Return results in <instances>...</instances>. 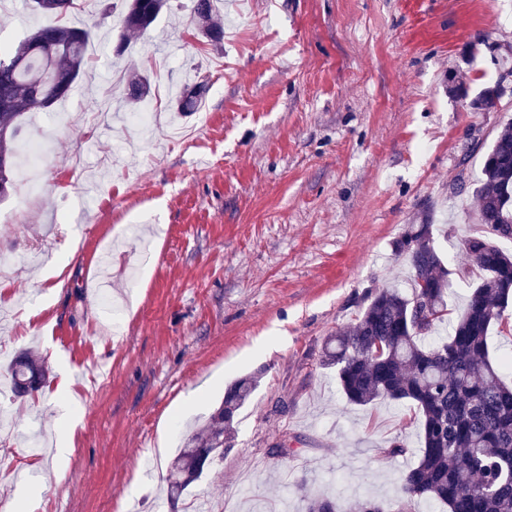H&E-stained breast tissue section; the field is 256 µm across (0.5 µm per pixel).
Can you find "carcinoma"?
I'll return each instance as SVG.
<instances>
[{
	"label": "carcinoma",
	"mask_w": 512,
	"mask_h": 512,
	"mask_svg": "<svg viewBox=\"0 0 512 512\" xmlns=\"http://www.w3.org/2000/svg\"><path fill=\"white\" fill-rule=\"evenodd\" d=\"M171 0H126L118 52L130 37L146 34ZM217 0H193L195 37L218 48L224 41V20ZM43 23L8 51L0 52V199L12 190V141L25 113L47 109L71 93L85 64L92 27L65 22L75 0H29ZM209 85L197 78L174 99L178 112H196ZM151 97L147 76H127L125 101L141 111ZM495 87H484L470 100V111L496 106ZM476 223L486 234L463 242L465 257L479 272L462 311L451 324L446 341L428 343L436 326L448 319V269L434 240V224L425 218L404 227L396 253L407 257L413 270L411 292L395 288L369 290L354 322L325 338L320 366L336 370L346 399L357 406L377 400L407 401L422 422L421 453L402 477L401 494L384 503L375 498L358 502L359 512H415L422 499L434 500L448 512H512V385L502 374L512 368L504 358L494 363L487 339L494 324H503L512 305V254L495 239H512V123L507 124L487 152L479 185L474 190ZM13 391L18 396L39 391L47 369L33 355L21 352L10 364ZM257 387L252 376L232 385L207 421L189 435L172 460L168 495L176 501L224 458V446L234 435L236 412ZM303 512H336L328 495L306 496Z\"/></svg>",
	"instance_id": "obj_1"
}]
</instances>
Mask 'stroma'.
Returning <instances> with one entry per match:
<instances>
[{
	"label": "stroma",
	"instance_id": "obj_1",
	"mask_svg": "<svg viewBox=\"0 0 512 512\" xmlns=\"http://www.w3.org/2000/svg\"><path fill=\"white\" fill-rule=\"evenodd\" d=\"M81 2L68 22L97 32L75 91L21 120L20 140L48 148L40 188L0 201V502L18 490L32 512H188L203 500L301 512L318 493L356 512L365 496L394 500L421 446L415 407L349 404L319 365L322 345L367 290L410 292L394 243L428 214L448 306L463 308L479 273L461 242L483 231L468 211L512 122V90L471 115L448 77L463 73L473 95L497 81L512 0H221L218 51L193 35V0H173L121 57V9ZM40 21L0 0L1 42ZM132 66L152 76L147 126L121 104ZM200 74L202 111H174ZM22 350L49 377L17 400L6 367ZM250 375L258 386L223 459L168 502L187 425ZM32 437L46 439L40 453ZM395 438L405 456L386 455ZM279 442L288 457L270 456Z\"/></svg>",
	"mask_w": 512,
	"mask_h": 512
}]
</instances>
